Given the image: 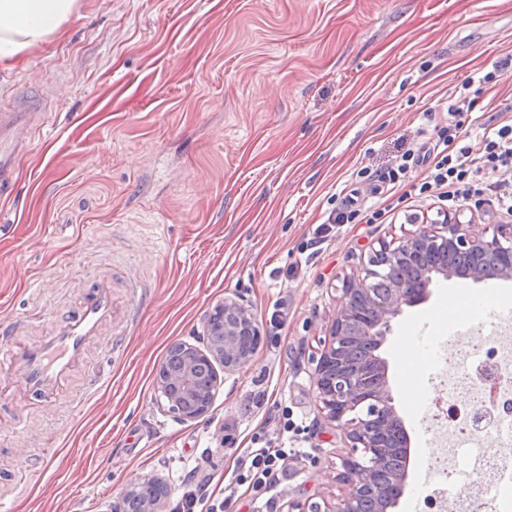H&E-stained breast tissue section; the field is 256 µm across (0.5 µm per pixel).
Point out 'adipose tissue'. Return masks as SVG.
Returning a JSON list of instances; mask_svg holds the SVG:
<instances>
[{"mask_svg": "<svg viewBox=\"0 0 512 512\" xmlns=\"http://www.w3.org/2000/svg\"><path fill=\"white\" fill-rule=\"evenodd\" d=\"M77 0H0V61L15 62L56 33Z\"/></svg>", "mask_w": 512, "mask_h": 512, "instance_id": "ef3b65f1", "label": "adipose tissue"}]
</instances>
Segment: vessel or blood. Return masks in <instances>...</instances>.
<instances>
[{"instance_id":"obj_1","label":"vessel or blood","mask_w":512,"mask_h":512,"mask_svg":"<svg viewBox=\"0 0 512 512\" xmlns=\"http://www.w3.org/2000/svg\"><path fill=\"white\" fill-rule=\"evenodd\" d=\"M47 122L44 113L31 106L0 110V196H8L20 177V160L40 138ZM119 333L116 298L110 280L88 282L79 302L62 313L51 332L35 343L16 344L11 325L0 324V363L7 361L16 371L12 380L0 379V392L8 391L49 405L66 387L75 369L84 365L95 343ZM414 338L426 362H433L439 347L421 324H411Z\"/></svg>"}]
</instances>
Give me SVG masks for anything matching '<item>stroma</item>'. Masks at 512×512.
<instances>
[{"instance_id":"1","label":"stroma","mask_w":512,"mask_h":512,"mask_svg":"<svg viewBox=\"0 0 512 512\" xmlns=\"http://www.w3.org/2000/svg\"><path fill=\"white\" fill-rule=\"evenodd\" d=\"M512 55V0H80L41 46L0 64V89L24 97L62 82L49 122L0 198V322L25 342L46 336L81 287L135 269L150 290L124 328L90 356L110 384L76 409V370L54 406L0 405V505L6 512H110L135 480L178 493L190 467L230 476L254 429L288 459L273 487H237L226 512H302L335 505L348 430L327 421L314 360L346 283L379 243L459 214L492 232L489 201L415 198L383 224H339L318 254L306 245L339 192L374 201V177L397 150L429 136L425 109L476 69ZM455 281L404 308L382 347L411 440L410 471L430 458L434 408L406 404L418 352L405 328L443 333ZM236 295L264 329L253 360L222 381L209 415L178 422L157 405L155 372L175 342L200 344L208 311ZM288 305L282 328L268 313ZM288 417L289 428L279 425ZM60 449L28 493L8 480L40 437Z\"/></svg>"}]
</instances>
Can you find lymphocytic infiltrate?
<instances>
[{
  "mask_svg": "<svg viewBox=\"0 0 512 512\" xmlns=\"http://www.w3.org/2000/svg\"><path fill=\"white\" fill-rule=\"evenodd\" d=\"M512 71V55L479 70L448 97L426 110L427 121L437 113L456 116L476 109V91L500 81ZM421 174L417 185L420 195L442 202L472 197H493L498 206L512 212V123H483L475 134L456 136L452 127H440L430 147L409 148L396 154L379 175L383 193L394 195L397 189ZM391 206H365L344 198L315 230L309 246L319 250L332 225L380 224L389 219ZM252 448L243 453L240 466L230 481L238 486L259 490L271 485L288 455L287 449L262 435H255ZM224 496L211 487L210 480L188 472L180 493L171 499L167 512H224Z\"/></svg>",
  "mask_w": 512,
  "mask_h": 512,
  "instance_id": "lymphocytic-infiltrate-1",
  "label": "lymphocytic infiltrate"
}]
</instances>
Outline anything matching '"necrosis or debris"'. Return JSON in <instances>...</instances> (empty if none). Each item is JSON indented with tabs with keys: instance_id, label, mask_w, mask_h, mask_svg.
Instances as JSON below:
<instances>
[{
	"instance_id": "obj_1",
	"label": "necrosis or debris",
	"mask_w": 512,
	"mask_h": 512,
	"mask_svg": "<svg viewBox=\"0 0 512 512\" xmlns=\"http://www.w3.org/2000/svg\"><path fill=\"white\" fill-rule=\"evenodd\" d=\"M434 391L449 406L435 421L438 440L431 466L439 475L438 496L448 495L460 445L473 447L472 478L453 497L454 512H512V318L494 335L455 337L442 350L432 375ZM496 447H483L486 434Z\"/></svg>"
}]
</instances>
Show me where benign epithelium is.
<instances>
[{
	"label": "benign epithelium",
	"instance_id": "obj_1",
	"mask_svg": "<svg viewBox=\"0 0 512 512\" xmlns=\"http://www.w3.org/2000/svg\"><path fill=\"white\" fill-rule=\"evenodd\" d=\"M394 269L398 273L389 297H372V281ZM460 274L476 283L511 279L512 224L494 225L488 240L450 216L442 232L422 230L396 246L381 245L362 281L344 289V303L332 321L330 341L316 362L313 382L327 420H344L351 426L352 454L344 459L341 473L349 491L331 510L311 502L304 512H361V503L368 497L387 500L386 512H396L409 470L385 485L377 469L389 450V435L403 436L407 459L410 448L395 403L389 363L380 349L403 307L426 301L437 282ZM263 339L251 309L237 296H225L206 315L202 346L186 344L180 363L173 367L163 363L158 368L159 405L180 422L205 417L220 377L215 371L204 377L201 367L219 363L224 375H232L252 361ZM168 494V487L157 478L137 481L114 501L113 512H161Z\"/></svg>",
	"mask_w": 512,
	"mask_h": 512
}]
</instances>
